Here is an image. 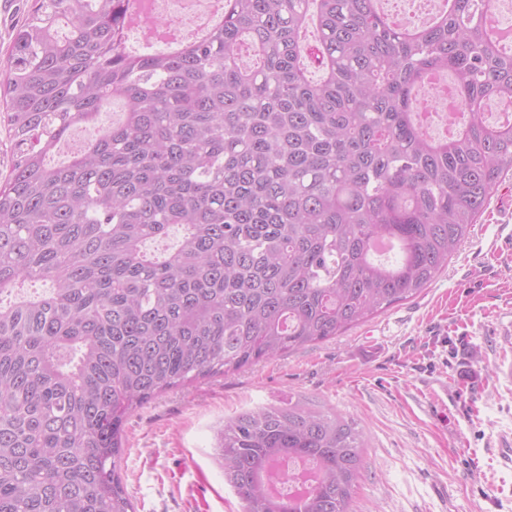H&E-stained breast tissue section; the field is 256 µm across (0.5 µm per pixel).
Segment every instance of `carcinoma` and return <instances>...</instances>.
Here are the masks:
<instances>
[{
  "label": "carcinoma",
  "instance_id": "cac0c4a2",
  "mask_svg": "<svg viewBox=\"0 0 512 512\" xmlns=\"http://www.w3.org/2000/svg\"><path fill=\"white\" fill-rule=\"evenodd\" d=\"M134 2L34 0L0 72V512H135L130 414L414 298L512 171V41L482 0L407 29L381 0H223L206 37L145 54L126 46ZM443 72L465 120L440 139L416 109ZM79 125L95 134L50 164ZM26 281L52 291L13 294ZM220 448L242 512H350L363 476L362 434L308 402L228 419ZM285 458L322 478L274 495Z\"/></svg>",
  "mask_w": 512,
  "mask_h": 512
}]
</instances>
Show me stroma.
<instances>
[{
  "label": "stroma",
  "instance_id": "1",
  "mask_svg": "<svg viewBox=\"0 0 512 512\" xmlns=\"http://www.w3.org/2000/svg\"><path fill=\"white\" fill-rule=\"evenodd\" d=\"M512 172L447 268L339 337L169 390L127 417L117 469L137 512H241L225 420L305 399L365 437L352 512H512Z\"/></svg>",
  "mask_w": 512,
  "mask_h": 512
}]
</instances>
